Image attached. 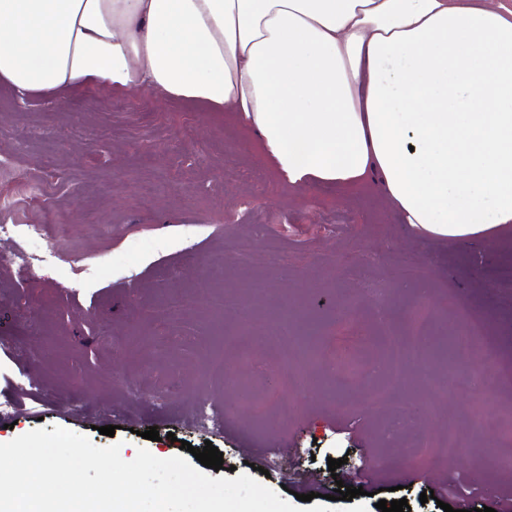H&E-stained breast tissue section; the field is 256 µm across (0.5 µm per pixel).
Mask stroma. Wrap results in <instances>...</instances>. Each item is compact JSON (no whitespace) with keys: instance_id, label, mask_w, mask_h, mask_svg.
Segmentation results:
<instances>
[{"instance_id":"obj_1","label":"stroma","mask_w":512,"mask_h":512,"mask_svg":"<svg viewBox=\"0 0 512 512\" xmlns=\"http://www.w3.org/2000/svg\"><path fill=\"white\" fill-rule=\"evenodd\" d=\"M26 185L43 186L42 196L23 193ZM247 194L254 207L241 223H215L216 204ZM1 224L0 443L59 426L99 447L120 443L128 461L142 447L166 459L181 442L209 441L223 454L220 476L260 466L285 500L340 480L357 486L365 465L375 493L355 501L367 512L402 498L409 512H442L420 494L453 479L475 489L479 512L512 500V468L485 462L512 434V236L492 247L451 244L416 233L373 190H284L230 114L106 86L26 102L0 84ZM31 224L42 225L41 238L29 237ZM245 240L280 252L283 274L234 263ZM349 266L356 278L342 276ZM204 278L206 293L197 289ZM375 285L383 303L368 292ZM325 293L333 303L323 307ZM219 297L251 303L269 324L287 314L293 341L249 335L240 349L226 346L237 315L215 312ZM382 309L409 336L445 321L473 325L483 355L456 371L482 366V384L464 394L439 388L436 360L404 387L381 372L339 379L345 351L383 363ZM314 330L324 357L301 383L298 339ZM219 358L234 369L225 388L209 383ZM485 396L496 410L476 413ZM282 402L295 413L279 423ZM403 403L416 408L412 432L426 453L401 454L386 437ZM105 425L114 436L100 434ZM452 425L470 447L445 459ZM152 426L160 440L142 438ZM331 457L342 462L333 472ZM414 472L422 478L412 483Z\"/></svg>"}]
</instances>
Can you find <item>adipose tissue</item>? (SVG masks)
Listing matches in <instances>:
<instances>
[{
	"mask_svg": "<svg viewBox=\"0 0 512 512\" xmlns=\"http://www.w3.org/2000/svg\"><path fill=\"white\" fill-rule=\"evenodd\" d=\"M1 82L200 102L290 190L374 188L451 243L512 232L504 0H0Z\"/></svg>",
	"mask_w": 512,
	"mask_h": 512,
	"instance_id": "adipose-tissue-1",
	"label": "adipose tissue"
}]
</instances>
